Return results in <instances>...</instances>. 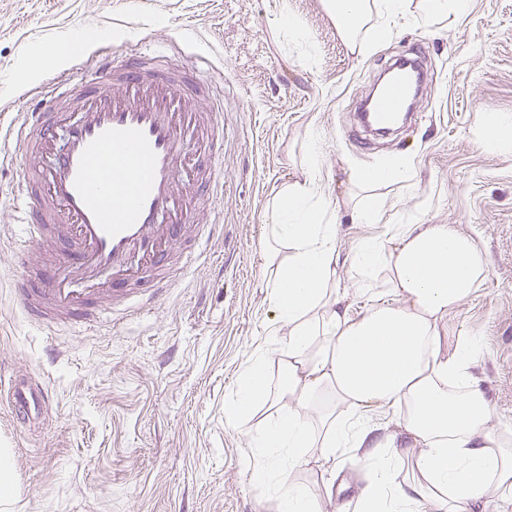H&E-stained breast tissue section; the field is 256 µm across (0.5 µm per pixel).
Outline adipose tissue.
Here are the masks:
<instances>
[{"mask_svg":"<svg viewBox=\"0 0 512 512\" xmlns=\"http://www.w3.org/2000/svg\"><path fill=\"white\" fill-rule=\"evenodd\" d=\"M349 41L371 12L382 21L380 43L405 17L408 0H322ZM269 284L274 326L267 352L246 368L224 405L228 424L253 449L252 476L273 490L274 512H321V501L296 478L318 449L325 485L336 459L351 455L365 472L355 512H473L496 499L512 512V429L495 426V411L473 372L481 353L474 333L447 346L443 326L487 276V260L471 235L453 224H391L340 256L330 204L312 175L282 187L267 214ZM348 264L369 301L352 317L339 295L338 267ZM276 358L288 378L272 389ZM268 418L252 421L261 403ZM392 416L409 442L378 435ZM415 479L400 482L404 467Z\"/></svg>","mask_w":512,"mask_h":512,"instance_id":"obj_1","label":"adipose tissue"}]
</instances>
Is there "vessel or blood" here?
Instances as JSON below:
<instances>
[{
	"mask_svg": "<svg viewBox=\"0 0 512 512\" xmlns=\"http://www.w3.org/2000/svg\"><path fill=\"white\" fill-rule=\"evenodd\" d=\"M425 59L420 43L390 64L391 82L360 113L363 126H392ZM30 96L50 104L27 112L14 132L24 222L37 230L18 256L17 304L41 325L89 328L152 310L177 273L197 264L204 242L224 237V172L213 162L224 148L223 100L178 64L109 55L80 82L57 78ZM198 219L204 235L193 240L188 227ZM39 249L44 277L35 283L28 271ZM6 401L31 422L51 395L14 377Z\"/></svg>",
	"mask_w": 512,
	"mask_h": 512,
	"instance_id": "b4317fda",
	"label": "vessel or blood"
}]
</instances>
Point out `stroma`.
<instances>
[{"label":"stroma","mask_w":512,"mask_h":512,"mask_svg":"<svg viewBox=\"0 0 512 512\" xmlns=\"http://www.w3.org/2000/svg\"><path fill=\"white\" fill-rule=\"evenodd\" d=\"M280 0H0V117L19 122L28 90L89 70L103 48L167 56L224 90V238L166 300L118 328L48 329L13 302L15 247L29 238L13 197L21 170L0 138V367L44 381L52 412L39 429L11 423L0 404V448L12 452L18 496L0 512H272L251 476L247 439L224 404L273 320L265 214L284 185L303 180L310 130L321 138L319 177L336 212L338 249L389 224H454L474 231L488 259L475 295L448 318V336L483 343L474 373L495 423L512 427V155L478 144L483 123L512 114V0H469L431 26L421 0L381 43L349 44L322 0H290L308 33L277 26ZM82 45L54 66L51 47ZM428 47L435 80L415 125L359 150L356 100L392 56ZM407 160L413 192L383 223L358 224L351 208L370 190L363 168Z\"/></svg>","instance_id":"obj_1"}]
</instances>
